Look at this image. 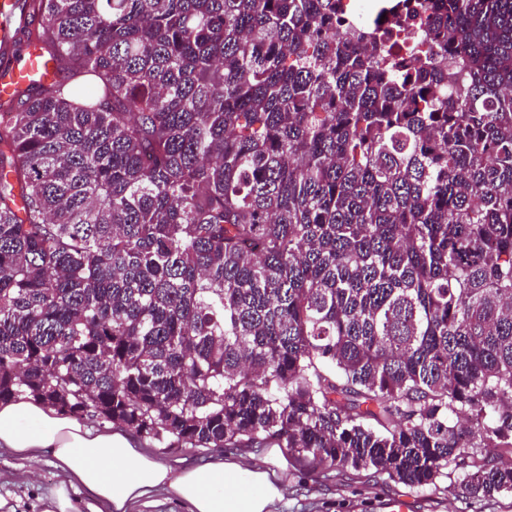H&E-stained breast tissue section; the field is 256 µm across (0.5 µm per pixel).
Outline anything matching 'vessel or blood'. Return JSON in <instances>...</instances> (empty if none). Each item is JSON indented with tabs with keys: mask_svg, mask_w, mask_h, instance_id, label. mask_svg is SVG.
I'll return each mask as SVG.
<instances>
[{
	"mask_svg": "<svg viewBox=\"0 0 512 512\" xmlns=\"http://www.w3.org/2000/svg\"><path fill=\"white\" fill-rule=\"evenodd\" d=\"M29 8L24 0H0V109H8L20 89L51 80L53 64L35 45L20 40Z\"/></svg>",
	"mask_w": 512,
	"mask_h": 512,
	"instance_id": "b4317fda",
	"label": "vessel or blood"
}]
</instances>
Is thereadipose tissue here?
Listing matches in <instances>:
<instances>
[{
	"label": "adipose tissue",
	"mask_w": 512,
	"mask_h": 512,
	"mask_svg": "<svg viewBox=\"0 0 512 512\" xmlns=\"http://www.w3.org/2000/svg\"><path fill=\"white\" fill-rule=\"evenodd\" d=\"M0 447L41 454L70 475L51 494L50 512H78L76 487L90 491L106 512H133L160 490L188 512H272L285 488L263 462L231 459L172 474L123 433L83 427L32 401L0 405Z\"/></svg>",
	"instance_id": "adipose-tissue-1"
}]
</instances>
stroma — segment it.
Here are the masks:
<instances>
[{"label":"stroma","instance_id":"35a3bbf8","mask_svg":"<svg viewBox=\"0 0 512 512\" xmlns=\"http://www.w3.org/2000/svg\"><path fill=\"white\" fill-rule=\"evenodd\" d=\"M139 444L173 471L228 456L266 460L268 467L285 463L287 492L277 512H387L394 499L405 500L408 512H512V495L473 500L455 481L412 488L386 476L316 465L285 448H165L143 438ZM65 478L44 458H23L0 448V512H43L44 501Z\"/></svg>","mask_w":512,"mask_h":512}]
</instances>
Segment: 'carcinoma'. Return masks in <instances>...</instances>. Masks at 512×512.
<instances>
[{
    "mask_svg": "<svg viewBox=\"0 0 512 512\" xmlns=\"http://www.w3.org/2000/svg\"><path fill=\"white\" fill-rule=\"evenodd\" d=\"M29 0L0 404L512 493V0ZM380 0H343L342 4L349 18L362 25L373 23L377 36L385 29H393V37L390 41L391 48L395 52L404 50L406 33L396 32L393 28L395 9H386L385 12L377 10ZM394 9V10H393Z\"/></svg>",
    "mask_w": 512,
    "mask_h": 512,
    "instance_id": "1",
    "label": "carcinoma"
}]
</instances>
